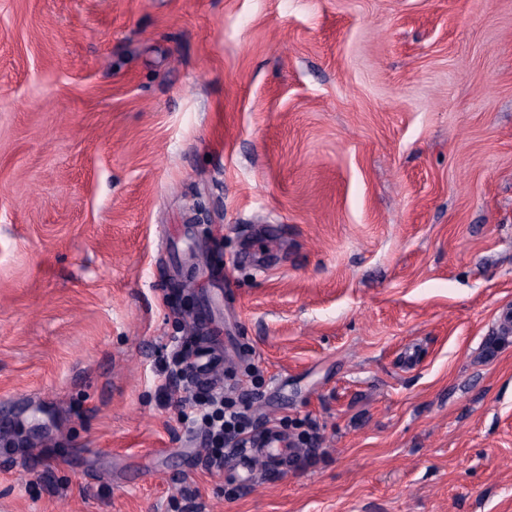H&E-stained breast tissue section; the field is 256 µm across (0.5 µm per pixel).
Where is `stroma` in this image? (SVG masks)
I'll return each mask as SVG.
<instances>
[{"label": "stroma", "instance_id": "1", "mask_svg": "<svg viewBox=\"0 0 512 512\" xmlns=\"http://www.w3.org/2000/svg\"><path fill=\"white\" fill-rule=\"evenodd\" d=\"M256 428L155 377L198 311ZM512 512V0H0V512ZM194 396L196 415L203 425L202 437L209 448L208 468L221 469L226 458L250 448L256 438L247 415V401L201 391L194 392ZM284 441L282 431L274 427H267L252 452L246 453L231 462L235 478L241 480L245 485H250L253 480V459L262 456L267 458L269 462L282 460L290 451V448H282Z\"/></svg>", "mask_w": 512, "mask_h": 512}]
</instances>
